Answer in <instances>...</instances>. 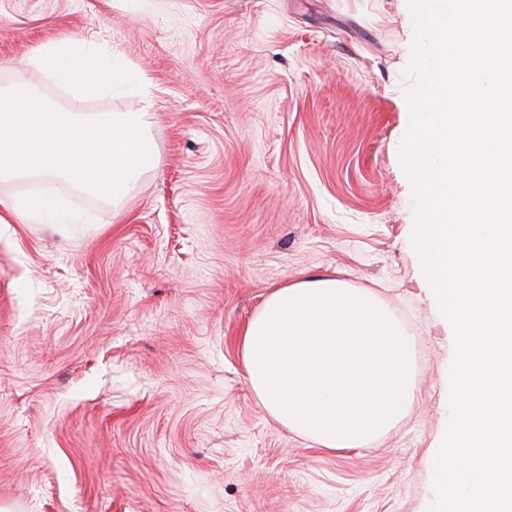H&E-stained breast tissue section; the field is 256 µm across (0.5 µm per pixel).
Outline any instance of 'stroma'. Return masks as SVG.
Masks as SVG:
<instances>
[{
  "label": "stroma",
  "instance_id": "1",
  "mask_svg": "<svg viewBox=\"0 0 512 512\" xmlns=\"http://www.w3.org/2000/svg\"><path fill=\"white\" fill-rule=\"evenodd\" d=\"M408 0H0V86L63 38L148 81L160 156L120 210L0 223V507L9 512H428L454 335L413 246L401 160ZM375 291L413 402L361 448L276 422L242 333L271 289Z\"/></svg>",
  "mask_w": 512,
  "mask_h": 512
}]
</instances>
